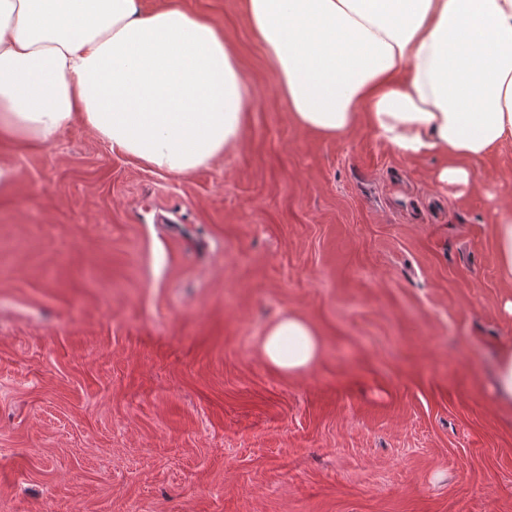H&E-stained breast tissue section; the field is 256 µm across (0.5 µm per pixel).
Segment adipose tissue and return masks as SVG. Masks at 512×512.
Returning a JSON list of instances; mask_svg holds the SVG:
<instances>
[{
    "instance_id": "obj_1",
    "label": "adipose tissue",
    "mask_w": 512,
    "mask_h": 512,
    "mask_svg": "<svg viewBox=\"0 0 512 512\" xmlns=\"http://www.w3.org/2000/svg\"><path fill=\"white\" fill-rule=\"evenodd\" d=\"M277 95L300 127L332 138L366 120L407 158L439 156L437 182L475 183L512 145V0H245ZM404 81H396L397 73ZM252 101L223 32L139 0H0V137L51 141L81 118L124 155L174 175L235 144ZM284 315L261 349L298 375L321 352Z\"/></svg>"
}]
</instances>
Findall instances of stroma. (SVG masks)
Returning <instances> with one entry per match:
<instances>
[{
	"label": "stroma",
	"instance_id": "obj_1",
	"mask_svg": "<svg viewBox=\"0 0 512 512\" xmlns=\"http://www.w3.org/2000/svg\"><path fill=\"white\" fill-rule=\"evenodd\" d=\"M178 2L250 83L224 156L0 139V512H512V146L454 195L365 124L298 126L244 0ZM285 314L323 340L298 376L261 351ZM496 253L503 275L512 279V212L500 215L494 226ZM494 388L500 403L512 405V347H503L497 354Z\"/></svg>",
	"mask_w": 512,
	"mask_h": 512
}]
</instances>
